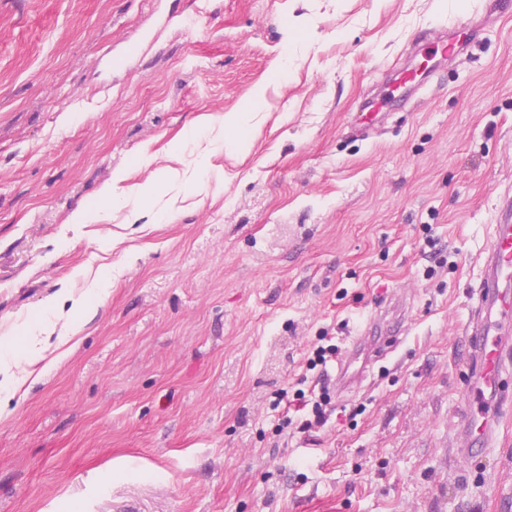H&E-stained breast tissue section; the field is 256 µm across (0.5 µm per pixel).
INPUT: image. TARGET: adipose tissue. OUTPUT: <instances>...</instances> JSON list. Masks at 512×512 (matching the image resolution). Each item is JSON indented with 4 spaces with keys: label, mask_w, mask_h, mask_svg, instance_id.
Segmentation results:
<instances>
[{
    "label": "adipose tissue",
    "mask_w": 512,
    "mask_h": 512,
    "mask_svg": "<svg viewBox=\"0 0 512 512\" xmlns=\"http://www.w3.org/2000/svg\"><path fill=\"white\" fill-rule=\"evenodd\" d=\"M252 115L248 112H228L224 117L203 118L205 128H219L213 137L217 147L230 152H241L248 148L247 131ZM101 289L90 288L74 302L75 317L64 334H56L52 314L58 305L57 297H50L44 306V317L37 328L32 329L23 348H16L12 334L0 337V395L13 397L18 390L33 378L32 368L46 357L48 348H55L58 359H65L75 347V339L92 320L93 310L88 305L90 298L100 297Z\"/></svg>",
    "instance_id": "ef3b65f1"
}]
</instances>
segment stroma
<instances>
[{"label": "stroma", "instance_id": "obj_1", "mask_svg": "<svg viewBox=\"0 0 512 512\" xmlns=\"http://www.w3.org/2000/svg\"><path fill=\"white\" fill-rule=\"evenodd\" d=\"M480 5L0 0V334L60 289L106 290L67 358L0 404V512H512V397L497 448L450 451L512 196V18L389 99L375 137L348 133L414 39L464 41ZM249 107L248 152L205 150L200 116ZM117 169L192 179L118 211L99 197ZM81 205L103 221L70 224ZM398 290L404 342L323 431L279 433L319 336L349 346Z\"/></svg>", "mask_w": 512, "mask_h": 512}]
</instances>
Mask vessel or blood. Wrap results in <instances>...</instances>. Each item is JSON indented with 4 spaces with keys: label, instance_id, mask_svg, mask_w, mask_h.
<instances>
[{
    "label": "vessel or blood",
    "instance_id": "vessel-or-blood-1",
    "mask_svg": "<svg viewBox=\"0 0 512 512\" xmlns=\"http://www.w3.org/2000/svg\"><path fill=\"white\" fill-rule=\"evenodd\" d=\"M408 303L400 294L379 303L358 339L346 349L336 372L340 389L353 388L389 343L409 330ZM512 202L492 227L484 252L473 313L465 330L467 389L465 411L457 428V456L472 460L493 448L499 432L498 411L512 379Z\"/></svg>",
    "mask_w": 512,
    "mask_h": 512
}]
</instances>
